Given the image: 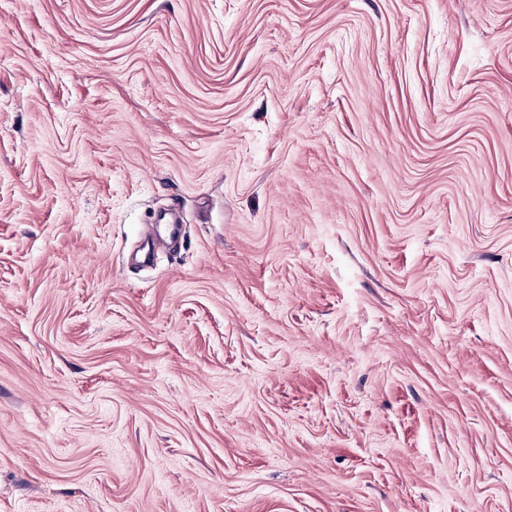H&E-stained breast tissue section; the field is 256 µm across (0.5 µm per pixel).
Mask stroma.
I'll list each match as a JSON object with an SVG mask.
<instances>
[{
	"instance_id": "1",
	"label": "stroma",
	"mask_w": 512,
	"mask_h": 512,
	"mask_svg": "<svg viewBox=\"0 0 512 512\" xmlns=\"http://www.w3.org/2000/svg\"><path fill=\"white\" fill-rule=\"evenodd\" d=\"M0 512H512V0H0Z\"/></svg>"
}]
</instances>
